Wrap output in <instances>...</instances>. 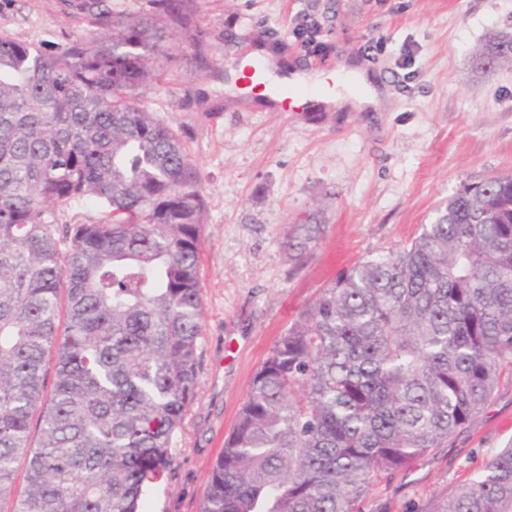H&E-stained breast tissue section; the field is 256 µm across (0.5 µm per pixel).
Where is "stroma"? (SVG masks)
Segmentation results:
<instances>
[{"label": "stroma", "instance_id": "1", "mask_svg": "<svg viewBox=\"0 0 512 512\" xmlns=\"http://www.w3.org/2000/svg\"><path fill=\"white\" fill-rule=\"evenodd\" d=\"M0 31L53 44L92 28L60 0H0ZM498 32L512 35V0H198L194 34L169 32L145 104L199 175L203 332L194 398L145 512H199L253 376L320 289L410 244L466 178L512 173V67L488 73L480 59ZM372 39L382 50L361 52ZM258 40L286 67L383 75L384 110L248 104L224 80ZM197 50L206 68L187 65ZM308 224L317 237L297 250ZM511 441L509 377L448 443L375 479L359 512H434Z\"/></svg>", "mask_w": 512, "mask_h": 512}]
</instances>
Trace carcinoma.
Returning a JSON list of instances; mask_svg holds the SVG:
<instances>
[{"mask_svg": "<svg viewBox=\"0 0 512 512\" xmlns=\"http://www.w3.org/2000/svg\"><path fill=\"white\" fill-rule=\"evenodd\" d=\"M106 0L101 33L47 47L0 34V505L144 512L172 464L202 336L204 200L144 90L167 29ZM512 65V38L484 53ZM88 200L91 224L50 220ZM55 381L46 392V365ZM512 367V174L475 178L403 248L341 272L252 379L200 512H358L374 479L439 448ZM25 487L15 490L19 459ZM434 512H512V444Z\"/></svg>", "mask_w": 512, "mask_h": 512, "instance_id": "obj_1", "label": "carcinoma"}]
</instances>
